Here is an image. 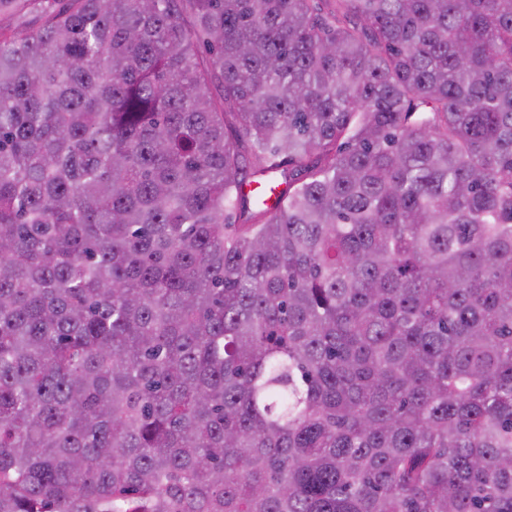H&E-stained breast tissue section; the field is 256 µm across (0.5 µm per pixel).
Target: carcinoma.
<instances>
[{"mask_svg":"<svg viewBox=\"0 0 512 512\" xmlns=\"http://www.w3.org/2000/svg\"><path fill=\"white\" fill-rule=\"evenodd\" d=\"M0 0V512H512V0Z\"/></svg>","mask_w":512,"mask_h":512,"instance_id":"cac0c4a2","label":"carcinoma"}]
</instances>
